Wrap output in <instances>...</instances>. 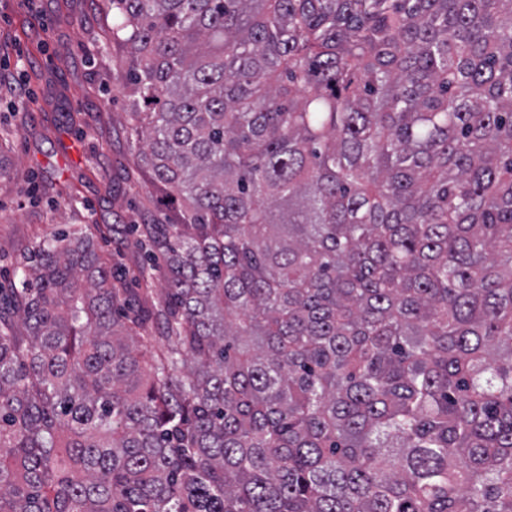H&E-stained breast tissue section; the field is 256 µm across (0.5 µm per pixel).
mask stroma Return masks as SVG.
Wrapping results in <instances>:
<instances>
[{
    "mask_svg": "<svg viewBox=\"0 0 512 512\" xmlns=\"http://www.w3.org/2000/svg\"><path fill=\"white\" fill-rule=\"evenodd\" d=\"M107 0H0V286L27 247L86 226L114 270L146 262L126 235L164 205L128 140Z\"/></svg>",
    "mask_w": 512,
    "mask_h": 512,
    "instance_id": "stroma-1",
    "label": "stroma"
}]
</instances>
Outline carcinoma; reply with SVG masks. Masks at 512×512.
I'll list each match as a JSON object with an SVG mask.
<instances>
[{"label":"carcinoma","instance_id":"cac0c4a2","mask_svg":"<svg viewBox=\"0 0 512 512\" xmlns=\"http://www.w3.org/2000/svg\"><path fill=\"white\" fill-rule=\"evenodd\" d=\"M109 4L165 293L27 250L0 512H512V0Z\"/></svg>","mask_w":512,"mask_h":512}]
</instances>
